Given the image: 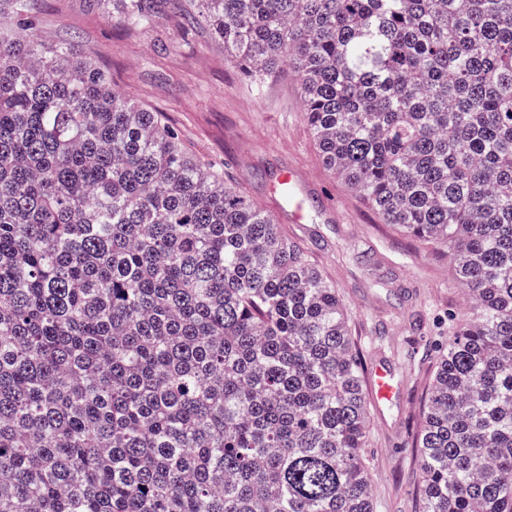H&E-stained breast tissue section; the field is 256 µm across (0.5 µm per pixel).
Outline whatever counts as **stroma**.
Masks as SVG:
<instances>
[{"label": "stroma", "mask_w": 512, "mask_h": 512, "mask_svg": "<svg viewBox=\"0 0 512 512\" xmlns=\"http://www.w3.org/2000/svg\"><path fill=\"white\" fill-rule=\"evenodd\" d=\"M47 45L66 43L107 69L119 89L159 112L183 145L262 206L333 283L348 308L351 339L363 365L391 363L402 399L369 405L372 496L377 512H420L423 483L415 439L448 343V318H468L460 290L449 287L446 247L427 246L384 221L323 164L309 133L300 86L284 69L255 83L224 60L206 25L183 36L182 21L159 12L147 30L113 26L93 0H37ZM295 169L310 221L291 223L274 187Z\"/></svg>", "instance_id": "obj_1"}]
</instances>
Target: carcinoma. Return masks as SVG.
Instances as JSON below:
<instances>
[{
    "label": "carcinoma",
    "instance_id": "carcinoma-1",
    "mask_svg": "<svg viewBox=\"0 0 512 512\" xmlns=\"http://www.w3.org/2000/svg\"><path fill=\"white\" fill-rule=\"evenodd\" d=\"M260 81L324 164L451 253L422 512H512V0L157 4ZM0 0V512H375L344 300L158 113Z\"/></svg>",
    "mask_w": 512,
    "mask_h": 512
}]
</instances>
